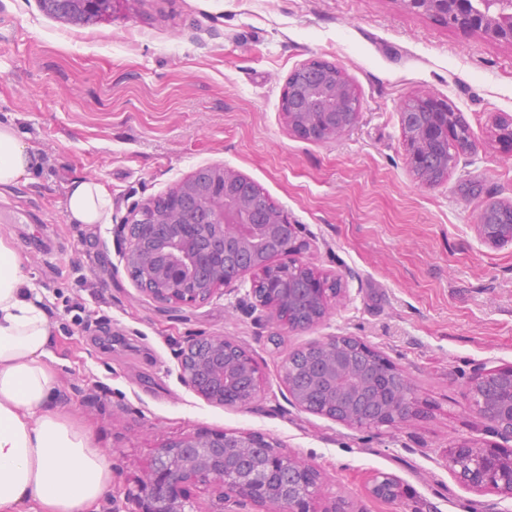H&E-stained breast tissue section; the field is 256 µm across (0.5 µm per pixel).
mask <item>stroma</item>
I'll return each instance as SVG.
<instances>
[{
	"label": "stroma",
	"mask_w": 512,
	"mask_h": 512,
	"mask_svg": "<svg viewBox=\"0 0 512 512\" xmlns=\"http://www.w3.org/2000/svg\"><path fill=\"white\" fill-rule=\"evenodd\" d=\"M353 81L359 123L312 143L281 114L289 73L311 59ZM433 96L462 112L477 146L442 182L408 164L401 102ZM512 115V45L442 24L403 0H115L88 25L0 0V122L40 164L0 188V235L12 240L54 325L57 403L112 464L97 512H138L132 497L156 448L197 430L260 433L319 474L311 508L348 512H512V498L464 486L449 448L512 446L471 408L479 371L512 366V245L475 226L484 206L512 202V154L492 134ZM221 163L253 181L310 247L300 259L342 280L318 325L268 319L250 277L197 303L167 306L120 263L116 228L130 208ZM78 179L112 195L105 224L68 223ZM226 336L257 362L262 398L210 404L184 386L176 351ZM329 336L358 339L416 383L410 422L351 426L296 406L290 354ZM381 473L402 495L368 493ZM194 512H279L192 485Z\"/></svg>",
	"instance_id": "35a3bbf8"
}]
</instances>
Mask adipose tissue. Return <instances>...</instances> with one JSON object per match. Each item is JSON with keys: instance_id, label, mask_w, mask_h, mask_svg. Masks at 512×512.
<instances>
[{"instance_id": "1", "label": "adipose tissue", "mask_w": 512, "mask_h": 512, "mask_svg": "<svg viewBox=\"0 0 512 512\" xmlns=\"http://www.w3.org/2000/svg\"><path fill=\"white\" fill-rule=\"evenodd\" d=\"M37 167L38 156L18 129L0 123V187L29 179ZM111 210L104 184L80 179L69 186V223L103 224ZM52 334L19 253L0 236V512H95L112 487L105 451L55 404Z\"/></svg>"}]
</instances>
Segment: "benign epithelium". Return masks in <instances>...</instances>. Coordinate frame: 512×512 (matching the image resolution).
I'll return each mask as SVG.
<instances>
[{
	"label": "benign epithelium",
	"instance_id": "obj_1",
	"mask_svg": "<svg viewBox=\"0 0 512 512\" xmlns=\"http://www.w3.org/2000/svg\"><path fill=\"white\" fill-rule=\"evenodd\" d=\"M112 0H40L47 14L75 23L102 17ZM411 9L431 14L468 13L470 29L495 41L512 45V14L496 15L489 8L470 12L472 0H403ZM303 77L286 85L281 111L288 132L305 141L322 142L355 126L361 116L359 99L342 68H318L313 60L300 65ZM414 101L403 102L398 119L404 134L407 160L422 173L426 155L455 141L457 129L448 105L434 98L414 112ZM496 141L512 150V116L495 120ZM166 212L159 216L146 203L132 211L124 224V245L119 256L125 267L141 270L142 292L167 305L201 302L216 290L235 284L248 272L259 275L264 288L261 305L270 318L285 304L304 300L308 316L293 325L305 329L329 313L325 280L303 267L297 255L306 248L299 225L282 213H271L252 182L221 164L201 167L186 177L166 197ZM481 241L490 247L512 244V220L499 224L482 211L475 225ZM357 348L376 359L377 369L362 374L341 355L319 364L307 389L288 390L293 402L312 411L344 408L343 422L365 424L357 401L366 394L377 401L382 414L404 422L414 414L415 385L410 375L357 340ZM180 379L204 400L219 405H251L261 397L259 367L250 354L222 336L190 339L179 354ZM476 413L494 424L498 433L512 439V366L477 373L468 387ZM270 442L260 434L200 429L193 435L157 449L149 475L137 486L135 498L141 512H186V486L218 487L225 496L266 503L288 495L289 512H311L309 498L291 493L284 475L296 460L265 450L258 466H239L237 448H263ZM477 462L458 473L462 483L476 490L492 488L512 496V448H475L461 442L448 449L446 463ZM399 480L390 474L376 476L369 493L389 500L399 493Z\"/></svg>",
	"mask_w": 512,
	"mask_h": 512
}]
</instances>
